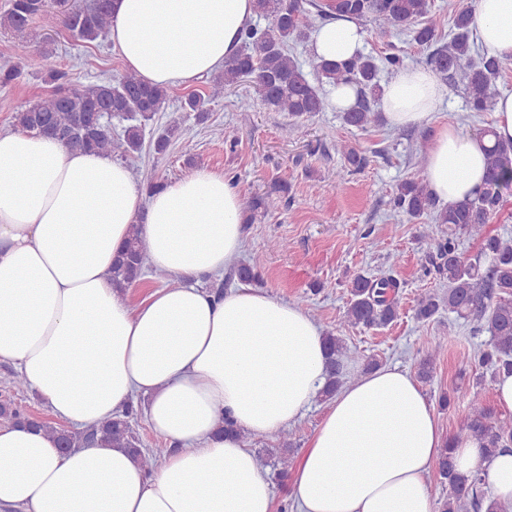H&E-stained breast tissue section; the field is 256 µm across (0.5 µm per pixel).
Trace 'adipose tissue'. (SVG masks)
<instances>
[{
    "label": "adipose tissue",
    "mask_w": 512,
    "mask_h": 512,
    "mask_svg": "<svg viewBox=\"0 0 512 512\" xmlns=\"http://www.w3.org/2000/svg\"><path fill=\"white\" fill-rule=\"evenodd\" d=\"M254 17V0H114L109 38L126 71L168 88L223 68ZM472 26L485 53L512 64V0H477ZM363 40L340 18L314 31L310 51L346 61ZM447 93L433 70L406 66L384 88V116L394 128L429 122ZM490 142L437 128L424 171L438 201L472 197ZM134 225L152 266L178 281L136 303L111 277ZM245 241L224 175L200 168L150 194L112 156L0 132V361L78 429L146 397L153 431L173 445L149 471L108 441L65 453L51 434L0 425V512H274L244 439L312 405L327 379L324 332L261 289L217 298L196 285L234 272ZM227 423L234 435H221ZM446 447L460 471L484 465L512 504V453L483 461L477 438L443 434L408 371L367 372L330 399L293 468L296 512H434L427 480Z\"/></svg>",
    "instance_id": "1"
}]
</instances>
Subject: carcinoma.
Returning a JSON list of instances; mask_svg holds the SVG:
<instances>
[{
    "label": "carcinoma",
    "instance_id": "1",
    "mask_svg": "<svg viewBox=\"0 0 512 512\" xmlns=\"http://www.w3.org/2000/svg\"><path fill=\"white\" fill-rule=\"evenodd\" d=\"M317 15L331 13L356 22L372 18L387 33L393 29L413 34L421 45L437 41V22L428 17L429 0H332L323 10L314 0H255V12L267 19L264 27L250 26L244 31L237 52L224 64V70L211 78L216 98L224 88L233 87L248 77L261 87L264 105L274 112H286L302 119L323 112L329 106L318 85L352 84L357 88L354 106L341 115L345 125L361 130L377 122L374 103L383 94L380 85L382 70L393 72L402 65L395 53L382 58L359 53L354 58L332 63L310 59L312 74L288 54V43L303 41L311 26L308 7ZM111 0H11L9 9L0 15V30L9 31L16 40L20 63L46 73L57 84L55 92L43 101L17 111L14 126L38 134L51 133L69 148L84 149L110 155L132 154L142 149L144 127L132 124L119 137L94 117L95 112H110L116 117L136 115L151 119L165 109L168 90L150 86L136 75L83 83L56 67L53 51L36 48L29 39L30 26L37 20L47 25L60 21L78 41L94 42L109 31ZM472 10L463 8L452 19L448 42L437 47L430 64L448 77L466 94L470 109L485 112L497 93L496 79L502 64L488 55L476 53L472 32ZM182 117L172 116L154 142L156 153H164L181 128ZM347 166L336 174L335 186L346 182L347 168H362L367 158L353 147L340 145ZM512 189V143L495 142L487 153L486 176L480 190L458 204L440 208L420 180H404L396 187L393 207L413 219L424 216L436 224H448L454 231L442 235L437 250L440 264L437 273L448 280V290L442 294L425 293L415 307L420 321L432 319L440 310L464 320L474 335H489L486 349L470 359L475 369H492L497 374L512 372V239L483 235V227L502 206L504 195ZM278 187L265 195L250 198L241 210L279 207ZM482 237L479 253L463 257L459 251L458 234ZM147 257L138 229H133L125 251L112 264V285L129 288L145 273ZM397 282L356 276L350 283V301L342 321L365 328H385L400 316ZM327 351V381L322 396L329 399L344 385L345 363L349 351L343 339L333 331L325 332ZM133 407L128 406L116 418L99 428L73 431L64 426H52L44 419L22 411L11 397L0 399V417L32 427H42L57 434L60 448H80L88 445L97 434L117 446L130 449L139 464L152 469L168 452L166 448H141L133 435L128 418ZM474 436L484 442V459L512 448V420L498 418L480 398L473 394L468 400V415L464 426L452 436L457 440ZM433 470L448 482V496L437 502V512H504L495 498L485 469L476 467L469 473L456 468L452 452L443 451Z\"/></svg>",
    "mask_w": 512,
    "mask_h": 512
}]
</instances>
